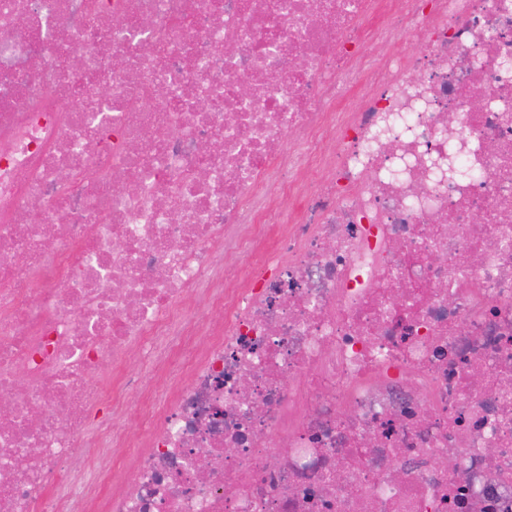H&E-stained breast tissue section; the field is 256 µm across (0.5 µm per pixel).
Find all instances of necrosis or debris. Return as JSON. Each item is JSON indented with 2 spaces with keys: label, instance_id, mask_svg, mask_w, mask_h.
<instances>
[{
  "label": "necrosis or debris",
  "instance_id": "necrosis-or-debris-1",
  "mask_svg": "<svg viewBox=\"0 0 512 512\" xmlns=\"http://www.w3.org/2000/svg\"><path fill=\"white\" fill-rule=\"evenodd\" d=\"M508 59L512 0H0V512H512Z\"/></svg>",
  "mask_w": 512,
  "mask_h": 512
}]
</instances>
